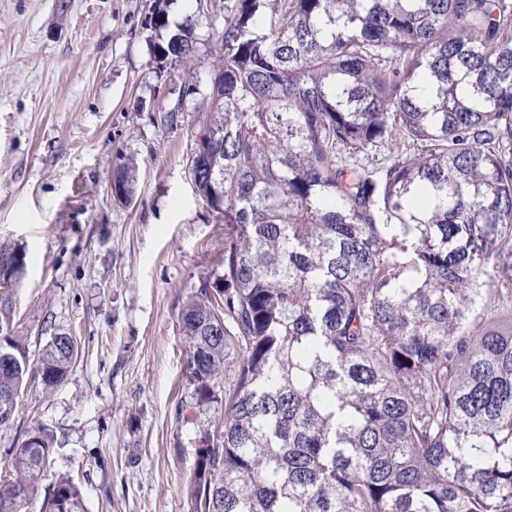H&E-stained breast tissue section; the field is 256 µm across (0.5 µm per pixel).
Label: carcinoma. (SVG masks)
Here are the masks:
<instances>
[{"instance_id": "cac0c4a2", "label": "carcinoma", "mask_w": 512, "mask_h": 512, "mask_svg": "<svg viewBox=\"0 0 512 512\" xmlns=\"http://www.w3.org/2000/svg\"><path fill=\"white\" fill-rule=\"evenodd\" d=\"M265 2L227 11L197 107L224 274L180 325L196 401L228 361L235 385L198 437L194 512H512V0ZM195 49L183 30L164 53ZM0 255L19 283L24 251ZM484 293L501 315L472 336ZM3 344L17 395L31 362ZM78 354L49 338L46 389ZM51 454L26 434L0 512H24ZM40 512H86L80 487L58 479Z\"/></svg>"}]
</instances>
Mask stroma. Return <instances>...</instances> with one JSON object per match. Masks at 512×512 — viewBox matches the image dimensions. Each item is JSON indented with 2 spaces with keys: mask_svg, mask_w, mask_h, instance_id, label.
<instances>
[{
  "mask_svg": "<svg viewBox=\"0 0 512 512\" xmlns=\"http://www.w3.org/2000/svg\"><path fill=\"white\" fill-rule=\"evenodd\" d=\"M233 3L0 0V243L27 253L0 315L30 358L56 331L79 345L55 389L24 381L0 427V467L45 430L42 484L74 479L87 512H191L197 436L224 421L233 377L196 403L179 319L224 272V223L190 164ZM186 27L194 57H166ZM121 164L126 201L112 187Z\"/></svg>",
  "mask_w": 512,
  "mask_h": 512,
  "instance_id": "35a3bbf8",
  "label": "stroma"
}]
</instances>
